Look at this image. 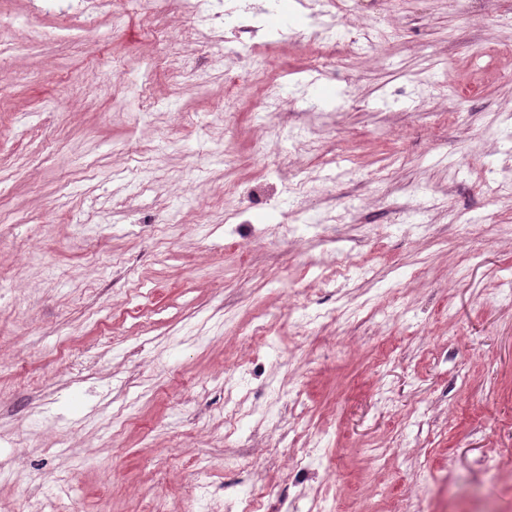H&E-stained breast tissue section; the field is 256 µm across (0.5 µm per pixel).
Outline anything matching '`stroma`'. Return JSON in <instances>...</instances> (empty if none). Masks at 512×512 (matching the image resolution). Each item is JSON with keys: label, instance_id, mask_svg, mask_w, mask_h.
I'll use <instances>...</instances> for the list:
<instances>
[{"label": "stroma", "instance_id": "35a3bbf8", "mask_svg": "<svg viewBox=\"0 0 512 512\" xmlns=\"http://www.w3.org/2000/svg\"><path fill=\"white\" fill-rule=\"evenodd\" d=\"M33 2L0 0L37 31L0 50V512H512V0H230L277 127L264 86L169 81L136 0ZM287 92V86L280 82H272L267 85L266 96L258 103L256 109L263 112L270 123L275 125V120L284 112L282 103ZM250 496L237 495L234 497L224 498V511L225 512H259L262 506L254 498L258 496L260 499L266 498V491L264 489L252 488L249 491Z\"/></svg>", "mask_w": 512, "mask_h": 512}]
</instances>
